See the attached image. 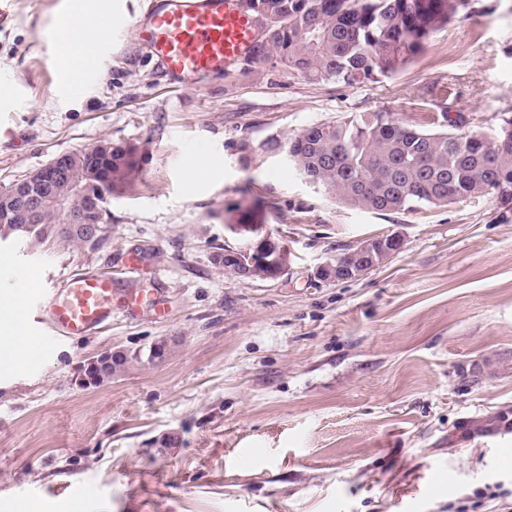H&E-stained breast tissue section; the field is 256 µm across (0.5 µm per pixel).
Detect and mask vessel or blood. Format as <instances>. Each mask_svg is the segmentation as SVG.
Wrapping results in <instances>:
<instances>
[{"label": "vessel or blood", "mask_w": 512, "mask_h": 512, "mask_svg": "<svg viewBox=\"0 0 512 512\" xmlns=\"http://www.w3.org/2000/svg\"><path fill=\"white\" fill-rule=\"evenodd\" d=\"M133 27L164 76L191 87L247 57L258 34L255 17L239 0H150ZM0 281L15 286L19 316L33 308L41 313L42 329L29 358L33 366L56 341L86 336L111 323L118 307L160 305L146 293L118 294L111 276L96 272L66 277L45 299L28 287L24 266L10 259L0 260Z\"/></svg>", "instance_id": "vessel-or-blood-1"}]
</instances>
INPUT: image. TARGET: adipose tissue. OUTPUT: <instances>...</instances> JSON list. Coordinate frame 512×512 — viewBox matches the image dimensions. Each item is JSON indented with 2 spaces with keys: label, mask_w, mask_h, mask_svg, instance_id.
Instances as JSON below:
<instances>
[{
  "label": "adipose tissue",
  "mask_w": 512,
  "mask_h": 512,
  "mask_svg": "<svg viewBox=\"0 0 512 512\" xmlns=\"http://www.w3.org/2000/svg\"><path fill=\"white\" fill-rule=\"evenodd\" d=\"M112 0H80L78 5L66 7L59 23V63L69 79L83 83L87 73V54L98 53L108 37L102 21L111 13ZM24 326L16 315L14 290L0 288V365L23 358Z\"/></svg>",
  "instance_id": "adipose-tissue-1"
}]
</instances>
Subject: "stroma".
Segmentation results:
<instances>
[{
    "mask_svg": "<svg viewBox=\"0 0 512 512\" xmlns=\"http://www.w3.org/2000/svg\"><path fill=\"white\" fill-rule=\"evenodd\" d=\"M92 76L71 85L53 28L63 0H8L0 24V185L100 140L139 149L113 193L104 242L24 248L31 285L87 271L156 294L59 343L35 370L0 366V512H449L485 485L512 488V206L472 198L411 213L359 210L286 159L313 124L416 106L448 87L465 128L512 117V0H475L398 75L311 81L275 58L199 86L170 83L121 0ZM216 160L187 179L185 148ZM290 263L275 279L214 264L248 244L244 213ZM402 249L353 280L318 269L369 238ZM136 252L139 272H125ZM159 363L138 361L157 341ZM131 356L112 381L75 384L106 349Z\"/></svg>",
    "mask_w": 512,
    "mask_h": 512,
    "instance_id": "obj_1",
    "label": "stroma"
}]
</instances>
